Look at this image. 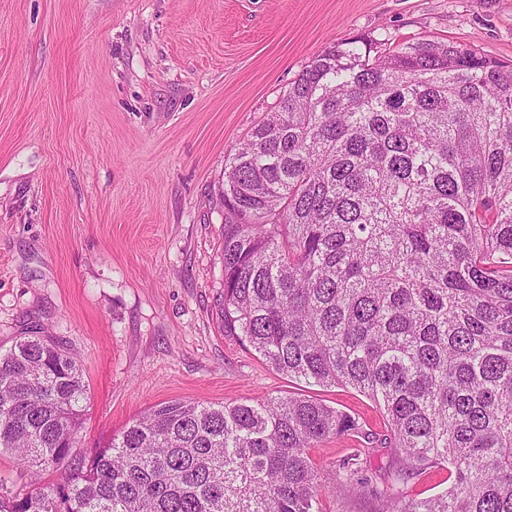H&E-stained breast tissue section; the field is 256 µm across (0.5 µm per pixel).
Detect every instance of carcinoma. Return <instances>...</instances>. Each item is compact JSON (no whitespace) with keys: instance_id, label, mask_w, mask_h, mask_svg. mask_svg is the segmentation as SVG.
Instances as JSON below:
<instances>
[{"instance_id":"1","label":"carcinoma","mask_w":512,"mask_h":512,"mask_svg":"<svg viewBox=\"0 0 512 512\" xmlns=\"http://www.w3.org/2000/svg\"><path fill=\"white\" fill-rule=\"evenodd\" d=\"M219 318L290 380L349 387L397 457L378 512H512V64L454 43H335L225 164ZM89 385L51 336L0 349V512H323L309 450L375 436L302 395L170 401L88 455ZM433 468L425 499L396 483ZM450 485L446 469H434L428 474L410 477L400 484L405 499H420L445 492Z\"/></svg>"}]
</instances>
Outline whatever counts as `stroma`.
<instances>
[{
    "instance_id": "1",
    "label": "stroma",
    "mask_w": 512,
    "mask_h": 512,
    "mask_svg": "<svg viewBox=\"0 0 512 512\" xmlns=\"http://www.w3.org/2000/svg\"><path fill=\"white\" fill-rule=\"evenodd\" d=\"M361 35L512 64V0H0V347L81 363L79 450L168 401L350 388L288 380L219 326L228 155L300 71Z\"/></svg>"
}]
</instances>
